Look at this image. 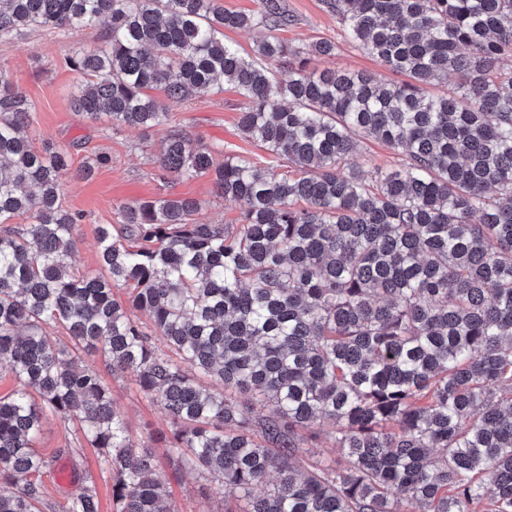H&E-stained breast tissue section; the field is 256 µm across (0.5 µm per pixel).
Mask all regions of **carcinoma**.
I'll use <instances>...</instances> for the list:
<instances>
[{"instance_id":"1","label":"carcinoma","mask_w":512,"mask_h":512,"mask_svg":"<svg viewBox=\"0 0 512 512\" xmlns=\"http://www.w3.org/2000/svg\"><path fill=\"white\" fill-rule=\"evenodd\" d=\"M326 7L405 80L309 69L336 43L276 37L292 23L282 0L249 14L218 0H0V35L101 28L98 47L63 56L83 76L81 117L158 130L170 112L149 90L180 102L227 82L246 101L245 137L291 164L276 175L168 130L161 169L211 180L240 205L235 223H196L195 199L121 203L97 226L98 269L79 271L65 262L81 220L61 199L70 151L32 148L35 103L0 76V364L16 382L0 396V512H40L49 414L98 451L114 512H180L155 450L82 364L99 351L137 374L169 419V460L213 482L224 512H512V0ZM252 28L267 35L247 56L224 40ZM450 76L452 92L430 93ZM362 140L399 164L365 175L349 164ZM22 215L32 222L13 224ZM321 433L340 449L331 462L309 457ZM61 512H99L94 480Z\"/></svg>"}]
</instances>
